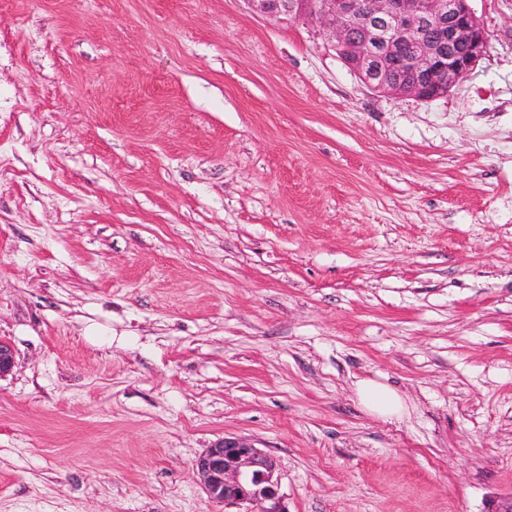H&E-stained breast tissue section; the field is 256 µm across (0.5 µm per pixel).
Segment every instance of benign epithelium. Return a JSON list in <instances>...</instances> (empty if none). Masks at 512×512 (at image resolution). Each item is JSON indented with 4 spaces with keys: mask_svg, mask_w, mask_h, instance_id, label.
Instances as JSON below:
<instances>
[{
    "mask_svg": "<svg viewBox=\"0 0 512 512\" xmlns=\"http://www.w3.org/2000/svg\"><path fill=\"white\" fill-rule=\"evenodd\" d=\"M262 14L312 20L342 49L341 60L372 91L433 101L446 95L486 52L488 34L468 0H248ZM409 75L402 83L391 72ZM14 364L0 340V377ZM193 469L224 512H288L275 459L251 441L225 437Z\"/></svg>",
    "mask_w": 512,
    "mask_h": 512,
    "instance_id": "7a95c632",
    "label": "benign epithelium"
}]
</instances>
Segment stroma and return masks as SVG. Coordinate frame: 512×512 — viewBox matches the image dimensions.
Returning a JSON list of instances; mask_svg holds the SVG:
<instances>
[{
	"mask_svg": "<svg viewBox=\"0 0 512 512\" xmlns=\"http://www.w3.org/2000/svg\"><path fill=\"white\" fill-rule=\"evenodd\" d=\"M470 6L423 102L249 0H0V512H224L225 437L288 512L512 495V0ZM359 403L370 413L391 419L400 418L406 407L400 395L387 385L366 380L357 391ZM193 469L207 496L223 503L225 512H288L275 459L248 439L217 440L196 457Z\"/></svg>",
	"mask_w": 512,
	"mask_h": 512,
	"instance_id": "obj_1",
	"label": "stroma"
}]
</instances>
